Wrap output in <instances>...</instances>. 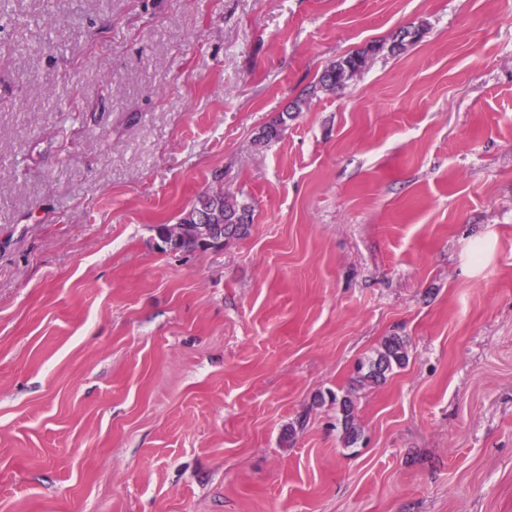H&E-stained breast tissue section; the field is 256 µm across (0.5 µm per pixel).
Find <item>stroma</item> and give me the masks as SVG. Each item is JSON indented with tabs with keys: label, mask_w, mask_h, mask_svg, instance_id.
<instances>
[{
	"label": "stroma",
	"mask_w": 512,
	"mask_h": 512,
	"mask_svg": "<svg viewBox=\"0 0 512 512\" xmlns=\"http://www.w3.org/2000/svg\"><path fill=\"white\" fill-rule=\"evenodd\" d=\"M0 512H512V0H11ZM377 50L379 48L376 46H370L361 52L349 54L332 62L319 78L321 87L333 90L343 86L366 65L369 52ZM199 206L203 209L209 208V211L199 213V221L195 218L196 209ZM211 213L216 218L215 227L212 229L214 236L224 237L217 240L212 238L207 227L211 224ZM253 221L252 208L248 204L238 202L236 198L224 194V191L212 192L198 198L197 203L189 210L184 212L176 224H159L156 226L158 233L167 232L170 241H173L174 251L191 252L197 250L195 245L194 226L187 224H196L199 230L197 241L204 248H211L217 245H223L224 241L236 239L248 234ZM223 225V226H220ZM180 226L184 228L183 235L175 237L172 228ZM406 360V341L401 336L387 337L377 351L376 358L357 366L355 381L359 384H380L385 381L387 373L402 367Z\"/></svg>",
	"instance_id": "obj_1"
}]
</instances>
